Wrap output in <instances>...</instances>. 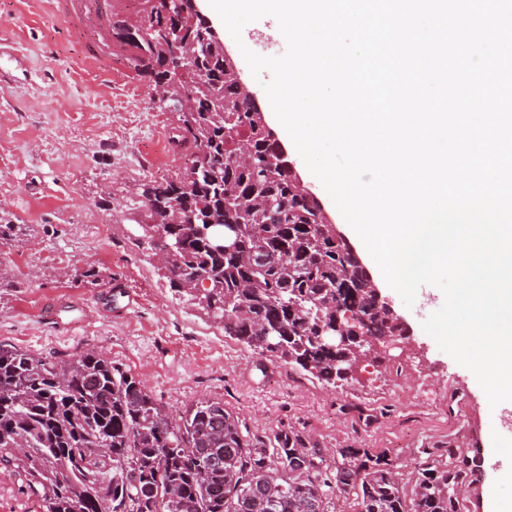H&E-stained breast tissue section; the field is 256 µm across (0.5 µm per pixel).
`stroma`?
<instances>
[{
    "label": "stroma",
    "instance_id": "stroma-1",
    "mask_svg": "<svg viewBox=\"0 0 512 512\" xmlns=\"http://www.w3.org/2000/svg\"><path fill=\"white\" fill-rule=\"evenodd\" d=\"M215 30L264 101L240 49L266 44L275 57L285 40L251 23L238 42ZM152 91L124 51L100 58L91 23L65 0H0V210L33 228L24 245H0V272L19 283L0 298V342L59 360L101 351L167 411L220 401L258 436L293 427L323 448L386 451L405 482L422 449L460 445L481 463L470 507L483 512L497 475L485 439L504 419L423 331L428 301L408 307L382 290L422 356L335 388L225 337L172 291L137 242L147 217L132 194L187 162L171 142L176 114ZM90 267L100 285L80 281Z\"/></svg>",
    "mask_w": 512,
    "mask_h": 512
}]
</instances>
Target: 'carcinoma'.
Here are the masks:
<instances>
[{
    "instance_id": "obj_1",
    "label": "carcinoma",
    "mask_w": 512,
    "mask_h": 512,
    "mask_svg": "<svg viewBox=\"0 0 512 512\" xmlns=\"http://www.w3.org/2000/svg\"><path fill=\"white\" fill-rule=\"evenodd\" d=\"M143 4L154 33H133L121 20L112 28L154 85L168 77L162 60L172 45L163 32L178 34L193 109L177 112L174 139L191 166L137 192L160 220L140 225V242L154 254L177 244L164 277L220 320L224 335L336 385L361 342L352 330L338 348L321 340V328L350 312L367 317L373 337L398 336V318L366 279L342 277L352 267L346 244L319 223L290 173L268 166L274 144L226 71L223 47L175 0ZM225 224L242 225L229 256L211 246ZM28 232L0 216L1 245ZM195 281L210 287L182 288ZM244 429L221 402L162 410L99 351L56 361L0 344V470L23 475L44 512H334V499L350 496L355 512H469L476 460L451 445L422 450L407 486L384 451L343 448L330 465L291 427L264 437Z\"/></svg>"
}]
</instances>
